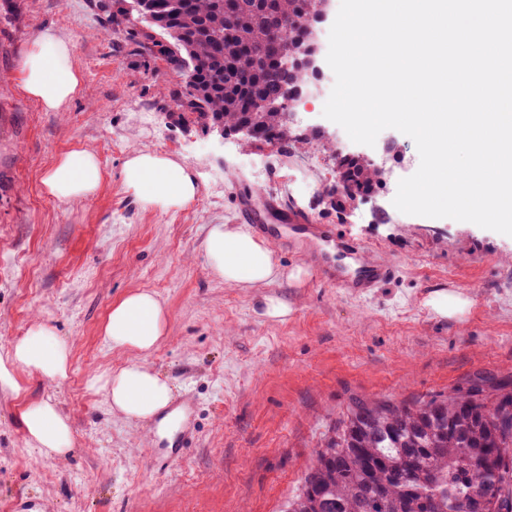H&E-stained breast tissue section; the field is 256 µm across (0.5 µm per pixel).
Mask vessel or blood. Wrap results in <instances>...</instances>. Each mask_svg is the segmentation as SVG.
Masks as SVG:
<instances>
[{
	"label": "vessel or blood",
	"mask_w": 512,
	"mask_h": 512,
	"mask_svg": "<svg viewBox=\"0 0 512 512\" xmlns=\"http://www.w3.org/2000/svg\"><path fill=\"white\" fill-rule=\"evenodd\" d=\"M239 219L255 225L260 232H269L270 221L287 225L289 231L303 236L312 246V257L323 273L326 283L352 294H362L388 278L391 269L386 262L362 257L358 248L346 242L326 224L314 223L308 217L267 202L257 208L252 194L241 195L237 201Z\"/></svg>",
	"instance_id": "vessel-or-blood-1"
}]
</instances>
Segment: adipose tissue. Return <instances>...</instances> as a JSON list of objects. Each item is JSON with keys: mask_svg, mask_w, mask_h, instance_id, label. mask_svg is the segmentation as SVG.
Here are the masks:
<instances>
[{"mask_svg": "<svg viewBox=\"0 0 512 512\" xmlns=\"http://www.w3.org/2000/svg\"><path fill=\"white\" fill-rule=\"evenodd\" d=\"M18 89L43 111L60 112L87 92L74 62L72 41L56 28L45 27L24 45L17 61ZM106 180L97 153L76 146L58 155L44 172V192L69 203L96 197ZM121 181L141 210L176 213L190 205L200 189L197 175L172 156L148 149L132 150L123 162ZM203 249L211 274L237 288L272 286L283 277L300 279L304 268L287 272L270 243L248 225H210ZM168 311L155 293H127L108 314L101 336L109 349L127 353V360L92 375L88 386L104 392L113 414L133 422L156 416L173 398V388L149 363L168 332ZM70 376V348L43 323L0 350V393L23 397L17 422L30 447L44 456L68 455L73 446L70 419L49 399L29 395L31 380L62 384Z\"/></svg>", "mask_w": 512, "mask_h": 512, "instance_id": "ef3b65f1", "label": "adipose tissue"}]
</instances>
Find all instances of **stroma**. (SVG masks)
Instances as JSON below:
<instances>
[{"mask_svg":"<svg viewBox=\"0 0 512 512\" xmlns=\"http://www.w3.org/2000/svg\"><path fill=\"white\" fill-rule=\"evenodd\" d=\"M52 26L71 37L87 84L62 112L42 111L17 90L15 61ZM335 77L295 106L294 123L336 138L248 147L218 139L192 114L171 119L183 74L149 56L126 29L107 30L93 0H0V347L37 322L71 349L60 385L32 381L71 418L74 450L44 458L29 447L11 401L0 396V512H283L329 423L350 395L415 400L465 385L477 372L512 378V236L452 219L407 215L393 205L400 179L419 166L414 141L382 131L354 143L323 107ZM93 148L106 172L94 199L63 205L40 179L57 154ZM172 154L199 175L200 192L175 214L142 211L121 183L131 150ZM386 162L385 188L353 214L328 209L333 151ZM250 190L334 227L389 261L388 281L349 295L311 271L269 292L291 312L262 316L260 292L214 280L201 247L208 225L236 223ZM131 290L165 302L169 331L149 361L190 407L195 439L168 468L155 466L156 420L110 413L89 375L121 364L100 327ZM437 290L469 297L462 316L426 305Z\"/></svg>","mask_w":512,"mask_h":512,"instance_id":"stroma-1","label":"stroma"}]
</instances>
